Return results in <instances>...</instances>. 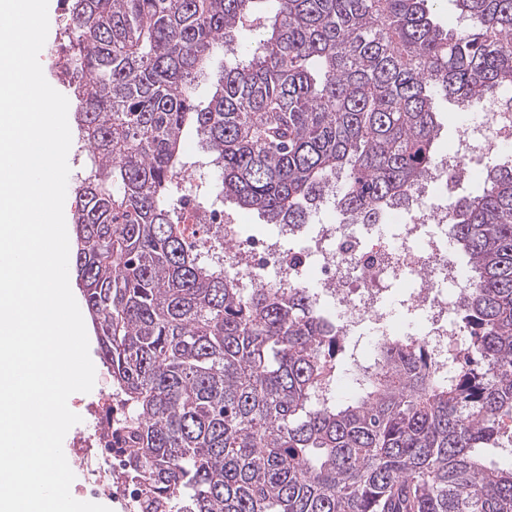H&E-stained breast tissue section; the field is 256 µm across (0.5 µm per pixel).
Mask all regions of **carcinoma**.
Masks as SVG:
<instances>
[{
    "label": "carcinoma",
    "instance_id": "carcinoma-1",
    "mask_svg": "<svg viewBox=\"0 0 512 512\" xmlns=\"http://www.w3.org/2000/svg\"><path fill=\"white\" fill-rule=\"evenodd\" d=\"M435 2L67 0L90 159L76 280L150 512H512V464L484 459L512 445V161L448 220L471 274L459 373L406 339L346 400L326 396L346 342L314 298L238 287L220 238L188 243L170 209L190 131L215 176L205 204L293 227L329 195L368 224L408 205L437 157V101L512 87V0H455L466 25L448 30Z\"/></svg>",
    "mask_w": 512,
    "mask_h": 512
}]
</instances>
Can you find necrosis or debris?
<instances>
[{"instance_id": "4bbe7bcc", "label": "necrosis or debris", "mask_w": 512, "mask_h": 512, "mask_svg": "<svg viewBox=\"0 0 512 512\" xmlns=\"http://www.w3.org/2000/svg\"><path fill=\"white\" fill-rule=\"evenodd\" d=\"M479 110L480 118L461 123L452 146L418 184L410 204L399 208L396 221L343 218L293 230L279 224L274 234L245 240L237 214L199 207L188 190L196 181L189 168L176 178L181 193L172 207L195 237L223 236L224 270L240 284L308 289L346 340L363 338L333 395L355 392V376L370 368L377 347L405 337L418 341L436 366L453 375L467 344L457 317L471 283L450 247L448 205L435 202L431 189L451 187L476 167L512 156V89L491 96ZM285 237L298 240V252L283 249ZM398 308L405 316L401 323L393 319ZM113 427V420L101 422L93 438L74 441L72 453L90 490L111 487L123 512H137L141 494L125 481V455L112 437Z\"/></svg>"}]
</instances>
